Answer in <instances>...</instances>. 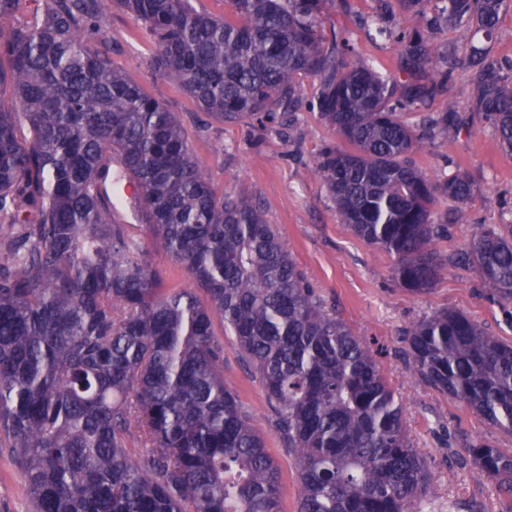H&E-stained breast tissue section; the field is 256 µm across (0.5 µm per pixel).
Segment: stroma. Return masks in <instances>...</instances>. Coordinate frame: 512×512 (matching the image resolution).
I'll list each match as a JSON object with an SVG mask.
<instances>
[{
  "instance_id": "stroma-1",
  "label": "stroma",
  "mask_w": 512,
  "mask_h": 512,
  "mask_svg": "<svg viewBox=\"0 0 512 512\" xmlns=\"http://www.w3.org/2000/svg\"><path fill=\"white\" fill-rule=\"evenodd\" d=\"M373 0H333L323 17L324 31L338 30L356 48L359 60L396 70L399 46L376 36L366 19ZM101 33L112 61L145 93L178 115L185 135L219 193L258 199L275 224L299 268L316 292L334 306L337 318L380 348L379 361L393 391L407 404L404 426L414 448L434 475L423 512H512V499L493 484L476 480L466 451L472 440L488 441L512 454V432L489 424L464 403L419 383L406 357L404 332L411 323L448 309L465 313L502 341L512 344V300H493L471 272L456 263L475 228L512 225V154L503 150L491 128L460 126L454 140L444 135L422 142L414 153L419 171L430 179L467 176L472 195L455 209L448 238L438 244L441 267L433 289L412 294L393 276L394 255L356 236L343 224L327 188L310 173L322 145L339 143L335 130L313 112L298 113L286 133L271 132L254 145L245 123L198 127L202 117L182 90L152 79L155 52L145 27L117 8L106 9ZM440 41L461 47L489 46L502 59L512 58V9L500 16L492 38L466 29L443 31ZM224 346V378L237 391L243 412L264 436L279 467L282 512H299L300 481L294 460L276 429V415L252 365L235 348L222 322L213 326ZM34 504L10 448L0 447V512H32Z\"/></svg>"
}]
</instances>
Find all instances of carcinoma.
Masks as SVG:
<instances>
[{"label":"carcinoma","mask_w":512,"mask_h":512,"mask_svg":"<svg viewBox=\"0 0 512 512\" xmlns=\"http://www.w3.org/2000/svg\"><path fill=\"white\" fill-rule=\"evenodd\" d=\"M20 2L0 0V86L14 98L0 107V434L36 512H281L278 464L224 380L216 319L275 410L300 512H420L433 473L375 351L317 295L261 206L217 195L175 113L114 66L97 41L106 0H45L16 26ZM111 2L151 37V77L209 118L265 131L318 113L347 143L322 147L311 167L343 223L395 255L406 291L431 290L448 238L432 207L461 206L471 189L459 175L423 177L417 144L468 112L512 153V59L440 44L437 30L490 35L512 0H377L378 32L401 48L396 74L325 35L330 0H226L241 24L190 0ZM458 71L471 101L404 120ZM303 75L317 81L309 100ZM116 172L133 200L112 191ZM126 210L187 287H163ZM458 262L490 297L512 299V228L478 226ZM406 344L418 380L512 430V344L448 310L411 324ZM467 453L475 478L512 498V455L483 440Z\"/></svg>","instance_id":"cac0c4a2"}]
</instances>
